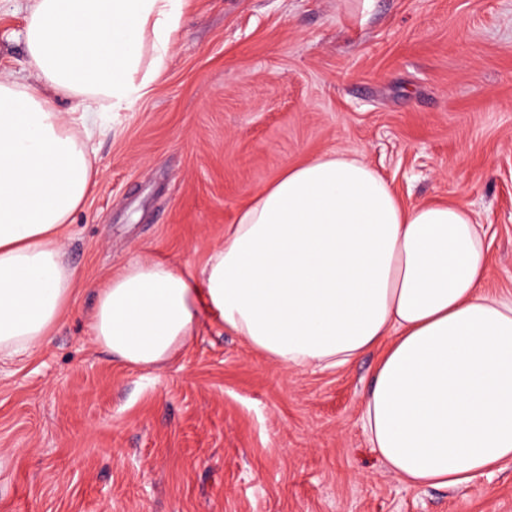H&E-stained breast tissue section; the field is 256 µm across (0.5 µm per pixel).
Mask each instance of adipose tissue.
<instances>
[{
  "label": "adipose tissue",
  "mask_w": 512,
  "mask_h": 512,
  "mask_svg": "<svg viewBox=\"0 0 512 512\" xmlns=\"http://www.w3.org/2000/svg\"><path fill=\"white\" fill-rule=\"evenodd\" d=\"M184 0H31L30 77L0 78V360L35 352L69 306L63 241L95 183L103 107L161 74ZM72 104L59 109L60 101ZM489 247L462 206L405 205L360 156L289 164L195 272L138 259L97 285L96 343L119 363H169L206 315L286 368L380 349L359 420L414 488L512 464V297L485 293Z\"/></svg>",
  "instance_id": "obj_1"
}]
</instances>
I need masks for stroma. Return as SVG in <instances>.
Wrapping results in <instances>:
<instances>
[{
  "mask_svg": "<svg viewBox=\"0 0 512 512\" xmlns=\"http://www.w3.org/2000/svg\"><path fill=\"white\" fill-rule=\"evenodd\" d=\"M0 0V75H26ZM99 178L64 246L80 282L33 357L0 362V512H512V465L413 488L369 448L376 353L287 369L216 321L159 370L94 341L93 285L193 271L284 165L359 154L405 204L484 224L512 294V0H187L162 77L105 109Z\"/></svg>",
  "mask_w": 512,
  "mask_h": 512,
  "instance_id": "35a3bbf8",
  "label": "stroma"
}]
</instances>
